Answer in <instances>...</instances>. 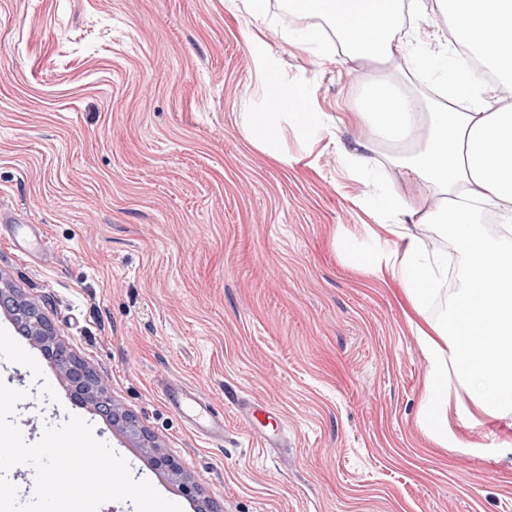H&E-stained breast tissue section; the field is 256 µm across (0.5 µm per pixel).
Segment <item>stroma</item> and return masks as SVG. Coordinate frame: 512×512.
<instances>
[{
  "label": "stroma",
  "instance_id": "obj_1",
  "mask_svg": "<svg viewBox=\"0 0 512 512\" xmlns=\"http://www.w3.org/2000/svg\"><path fill=\"white\" fill-rule=\"evenodd\" d=\"M286 0L261 13L225 0H0V203L43 227L51 257L0 240V285L26 296L93 368L134 426L78 402L36 341L14 345L0 310V382L27 391V442L76 415L98 440L134 449V478L174 488L142 452L151 439L215 512H512V428L453 418L447 446L419 423L433 381L426 351L385 271L342 251L378 243L367 180L339 145L283 124L277 155L245 128L285 86L302 112L355 111L369 60L331 32L303 53ZM445 20L425 0L409 35L445 58ZM215 400L238 395L278 416L266 447L235 408L224 444L165 407L160 382Z\"/></svg>",
  "mask_w": 512,
  "mask_h": 512
}]
</instances>
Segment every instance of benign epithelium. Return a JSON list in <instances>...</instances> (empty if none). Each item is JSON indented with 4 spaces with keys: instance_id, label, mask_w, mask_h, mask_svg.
I'll return each mask as SVG.
<instances>
[{
    "instance_id": "obj_1",
    "label": "benign epithelium",
    "mask_w": 512,
    "mask_h": 512,
    "mask_svg": "<svg viewBox=\"0 0 512 512\" xmlns=\"http://www.w3.org/2000/svg\"><path fill=\"white\" fill-rule=\"evenodd\" d=\"M0 308L14 316L24 334L41 344L46 358L63 372L70 385L83 395L88 403L107 413L112 422L132 425L131 420L107 398L93 370L56 339L48 319L22 294L12 288H1Z\"/></svg>"
}]
</instances>
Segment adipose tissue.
<instances>
[{"label":"adipose tissue","instance_id":"1","mask_svg":"<svg viewBox=\"0 0 512 512\" xmlns=\"http://www.w3.org/2000/svg\"><path fill=\"white\" fill-rule=\"evenodd\" d=\"M418 0H288L292 11L327 18L350 60L371 59L364 98L356 111L324 120L303 114L317 131L334 122L369 129L366 140L341 148L342 163L355 176L372 154L388 150L401 189H383L376 207L381 224L371 233L387 232L394 246L355 262L360 271L387 270L395 277L404 310L418 324L430 359L433 388L426 393L420 423L438 444L448 442V383L456 381L472 400L459 416L477 408L495 418L512 416V364L503 362L512 349V240L480 224L482 208L494 210L502 227L512 230V99L486 100L474 70L453 64L445 80L444 101L435 104L404 80L403 61L418 73L429 61L411 59L397 39L394 18L414 11ZM434 13L448 22V43L470 48L512 84V0H433ZM443 227L458 258V286L439 318L428 314L448 279V255L429 251L419 230ZM490 327L495 342L465 357L461 345L476 326Z\"/></svg>","mask_w":512,"mask_h":512}]
</instances>
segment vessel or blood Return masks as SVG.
<instances>
[{"mask_svg": "<svg viewBox=\"0 0 512 512\" xmlns=\"http://www.w3.org/2000/svg\"><path fill=\"white\" fill-rule=\"evenodd\" d=\"M14 209L0 207V227L11 245L24 257L47 259L46 236L39 228L19 232ZM165 405L182 417L202 437L220 443L224 440V406L183 381L166 379L161 383Z\"/></svg>", "mask_w": 512, "mask_h": 512, "instance_id": "obj_1", "label": "vessel or blood"}]
</instances>
